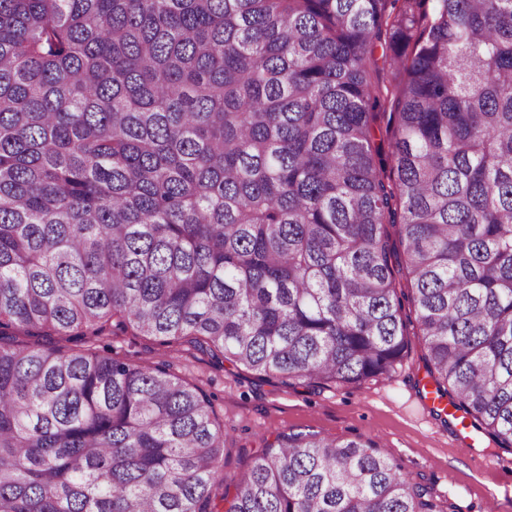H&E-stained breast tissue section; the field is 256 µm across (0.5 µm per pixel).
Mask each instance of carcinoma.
<instances>
[{
	"mask_svg": "<svg viewBox=\"0 0 512 512\" xmlns=\"http://www.w3.org/2000/svg\"><path fill=\"white\" fill-rule=\"evenodd\" d=\"M412 329L511 447L512 0H0V512H444L310 430L220 509L210 396L107 350L351 384Z\"/></svg>",
	"mask_w": 512,
	"mask_h": 512,
	"instance_id": "cac0c4a2",
	"label": "carcinoma"
}]
</instances>
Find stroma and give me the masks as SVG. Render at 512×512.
I'll use <instances>...</instances> for the list:
<instances>
[{
  "label": "stroma",
  "instance_id": "obj_1",
  "mask_svg": "<svg viewBox=\"0 0 512 512\" xmlns=\"http://www.w3.org/2000/svg\"><path fill=\"white\" fill-rule=\"evenodd\" d=\"M424 354L420 336L412 335L390 379L286 386L205 353L177 354L141 336L112 345L113 357L126 362L173 361L177 374L212 396L227 439L226 477L246 471L277 434L310 429L388 453L412 481L431 488L444 512H512V447L437 415L421 390Z\"/></svg>",
  "mask_w": 512,
  "mask_h": 512
}]
</instances>
